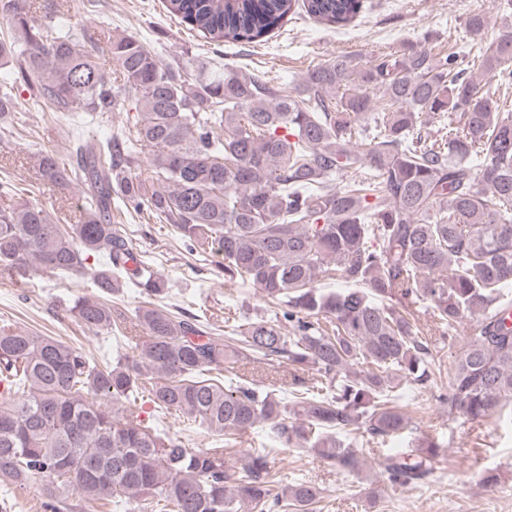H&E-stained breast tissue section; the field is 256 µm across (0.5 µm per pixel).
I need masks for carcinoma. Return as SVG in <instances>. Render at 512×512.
<instances>
[{
	"label": "carcinoma",
	"instance_id": "cac0c4a2",
	"mask_svg": "<svg viewBox=\"0 0 512 512\" xmlns=\"http://www.w3.org/2000/svg\"><path fill=\"white\" fill-rule=\"evenodd\" d=\"M297 0H165L169 14L212 42L264 41ZM304 12L338 28L363 0H303ZM11 34L0 61L36 103L74 123L69 158H36L39 179L81 186L77 224H57L24 201L0 210V269L21 278H86L98 293L68 307L85 328L125 329L110 296L138 289L145 339L114 363H98L52 336L0 327V487L49 478L52 512L85 501L136 500V512H315L308 483L272 494L275 472L260 450L224 464V449H194L147 426L134 409L149 393L156 411L184 414L221 435L271 423L286 446L318 453L339 472L366 464L339 433L391 438L409 426L397 388L430 386V348L410 305L431 304L453 335L478 317L437 401L454 419L512 417V111L483 76L512 86V32L483 43L489 16L462 26L470 41L448 55L432 34L404 41L358 69L338 56L293 89L227 69L210 76L163 63L134 36L108 38L116 84L99 68L101 34L37 23L29 0H0ZM132 132L99 139L82 131L128 104ZM436 116L440 134L426 132ZM147 153L152 182L137 174ZM354 172L356 176L345 180ZM173 225L189 249L224 257V281L258 287L274 308L216 336L200 316L163 303L165 281L112 224V198ZM99 262L89 263V259ZM324 274L346 287L329 294ZM240 360L313 371L291 400L241 377ZM444 453L429 441L415 458L387 456L397 487L425 483Z\"/></svg>",
	"mask_w": 512,
	"mask_h": 512
}]
</instances>
